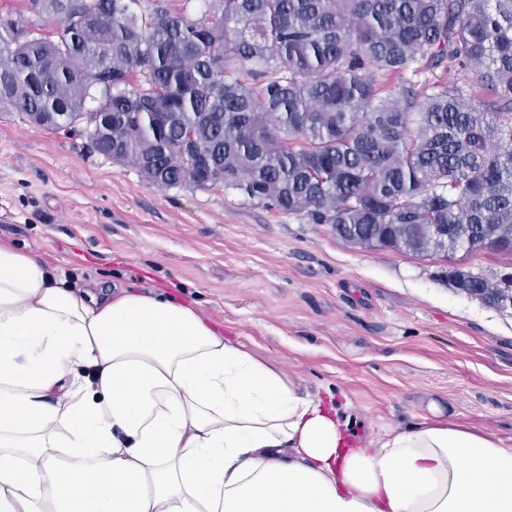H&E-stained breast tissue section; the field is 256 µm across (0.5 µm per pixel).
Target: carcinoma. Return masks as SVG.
I'll list each match as a JSON object with an SVG mask.
<instances>
[{
    "label": "carcinoma",
    "instance_id": "cac0c4a2",
    "mask_svg": "<svg viewBox=\"0 0 512 512\" xmlns=\"http://www.w3.org/2000/svg\"><path fill=\"white\" fill-rule=\"evenodd\" d=\"M136 2L30 0L63 31L0 35V107L51 130L87 116L92 148L158 187L222 185L343 241L424 256L456 252L430 224L467 253L512 232V0H205L196 17ZM422 66L493 105L457 81H380Z\"/></svg>",
    "mask_w": 512,
    "mask_h": 512
}]
</instances>
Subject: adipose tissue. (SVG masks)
<instances>
[{
    "instance_id": "obj_1",
    "label": "adipose tissue",
    "mask_w": 512,
    "mask_h": 512,
    "mask_svg": "<svg viewBox=\"0 0 512 512\" xmlns=\"http://www.w3.org/2000/svg\"><path fill=\"white\" fill-rule=\"evenodd\" d=\"M0 512H512V448L438 416L353 440L192 305L0 243Z\"/></svg>"
}]
</instances>
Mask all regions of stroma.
Returning <instances> with one entry per match:
<instances>
[{
	"label": "stroma",
	"mask_w": 512,
	"mask_h": 512,
	"mask_svg": "<svg viewBox=\"0 0 512 512\" xmlns=\"http://www.w3.org/2000/svg\"><path fill=\"white\" fill-rule=\"evenodd\" d=\"M56 39L28 0H0V33ZM0 240L70 283L164 291L284 372L336 396L356 438L434 416L512 445V310L453 288L452 268L512 272L484 250L425 256L353 246L217 185L160 188L0 110Z\"/></svg>",
	"instance_id": "obj_1"
}]
</instances>
